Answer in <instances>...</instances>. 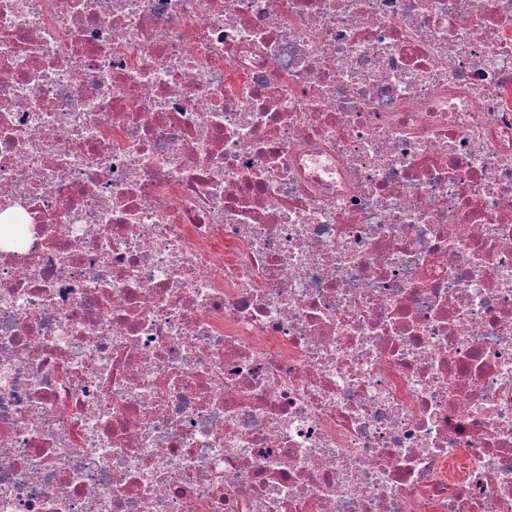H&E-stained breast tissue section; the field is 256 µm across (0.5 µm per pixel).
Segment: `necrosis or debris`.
I'll return each instance as SVG.
<instances>
[{
  "mask_svg": "<svg viewBox=\"0 0 512 512\" xmlns=\"http://www.w3.org/2000/svg\"><path fill=\"white\" fill-rule=\"evenodd\" d=\"M0 512H512V0H0Z\"/></svg>",
  "mask_w": 512,
  "mask_h": 512,
  "instance_id": "1",
  "label": "necrosis or debris"
}]
</instances>
